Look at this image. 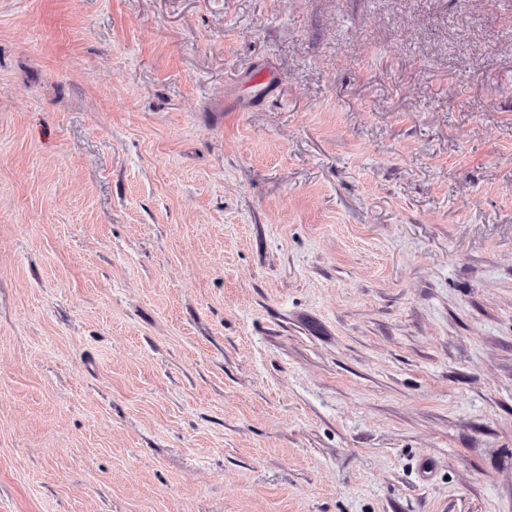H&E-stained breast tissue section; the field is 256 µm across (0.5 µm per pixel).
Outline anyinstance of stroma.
<instances>
[{
    "label": "stroma",
    "mask_w": 512,
    "mask_h": 512,
    "mask_svg": "<svg viewBox=\"0 0 512 512\" xmlns=\"http://www.w3.org/2000/svg\"><path fill=\"white\" fill-rule=\"evenodd\" d=\"M0 512H512V0H0Z\"/></svg>",
    "instance_id": "obj_1"
}]
</instances>
